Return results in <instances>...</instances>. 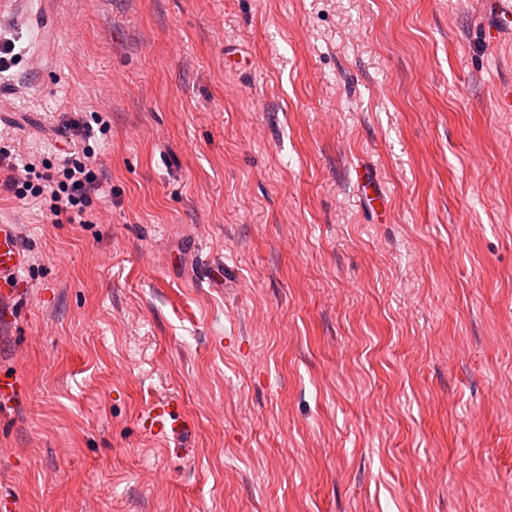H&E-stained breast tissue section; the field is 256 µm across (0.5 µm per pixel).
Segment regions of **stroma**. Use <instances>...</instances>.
I'll list each match as a JSON object with an SVG mask.
<instances>
[{"instance_id": "obj_1", "label": "stroma", "mask_w": 512, "mask_h": 512, "mask_svg": "<svg viewBox=\"0 0 512 512\" xmlns=\"http://www.w3.org/2000/svg\"><path fill=\"white\" fill-rule=\"evenodd\" d=\"M499 5L0 0V145L110 125L93 223L0 193V512H512ZM166 393L172 451L136 424ZM26 258L11 224H0V297L11 299L17 293L20 272Z\"/></svg>"}]
</instances>
